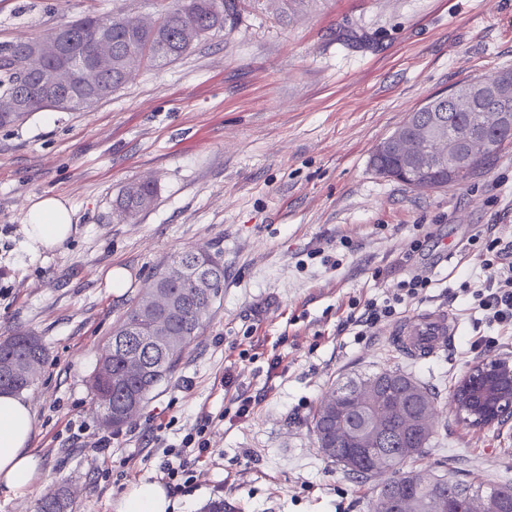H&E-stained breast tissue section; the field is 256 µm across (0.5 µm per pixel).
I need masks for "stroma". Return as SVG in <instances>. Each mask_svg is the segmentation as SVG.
Returning a JSON list of instances; mask_svg holds the SVG:
<instances>
[{
	"label": "stroma",
	"instance_id": "35a3bbf8",
	"mask_svg": "<svg viewBox=\"0 0 512 512\" xmlns=\"http://www.w3.org/2000/svg\"><path fill=\"white\" fill-rule=\"evenodd\" d=\"M168 0H0V43L48 38L87 14L158 17ZM512 70V0H235L223 31L181 59L141 62L121 89L81 112L41 111L0 127V338L32 332L48 354L27 390L35 412L33 494L0 512H34L66 484L73 512H114L178 464L183 438L208 421L211 452L174 512H371L375 484L319 451L310 417L331 387L383 368L439 395L428 476L512 484V419L474 427L449 392L487 359L512 361V329L487 323L472 294L488 274L468 238L512 240V142L462 184L415 189L379 176L376 146L431 97ZM132 180H151L148 211L119 219ZM61 198L75 233L32 244L28 207ZM424 251L401 257L416 235ZM208 247L224 289L171 378L104 436L88 380L101 351L155 272ZM126 285L111 288L109 270ZM391 270L374 279L375 269ZM432 284L403 316L450 310L460 334L435 358L400 353L395 322L355 338L351 300L381 299L413 274ZM468 292H460L461 283ZM498 344L482 353L479 337ZM251 398L246 420L234 417Z\"/></svg>",
	"mask_w": 512,
	"mask_h": 512
}]
</instances>
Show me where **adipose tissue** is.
Here are the masks:
<instances>
[{
  "label": "adipose tissue",
  "mask_w": 512,
  "mask_h": 512,
  "mask_svg": "<svg viewBox=\"0 0 512 512\" xmlns=\"http://www.w3.org/2000/svg\"><path fill=\"white\" fill-rule=\"evenodd\" d=\"M28 238L47 250L67 241L75 231L73 213L63 200L46 196L24 216ZM35 430L34 415L22 395L0 394V491L20 496L32 492L39 460L29 450ZM173 502L159 484L144 483L122 497L115 512H169Z\"/></svg>",
  "instance_id": "ef3b65f1"
}]
</instances>
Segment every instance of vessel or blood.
Wrapping results in <instances>:
<instances>
[{"label":"vessel or blood","mask_w":512,"mask_h":512,"mask_svg":"<svg viewBox=\"0 0 512 512\" xmlns=\"http://www.w3.org/2000/svg\"><path fill=\"white\" fill-rule=\"evenodd\" d=\"M459 329L445 308L428 309L405 319L392 340L400 352L413 358H432L446 351Z\"/></svg>","instance_id":"vessel-or-blood-1"}]
</instances>
